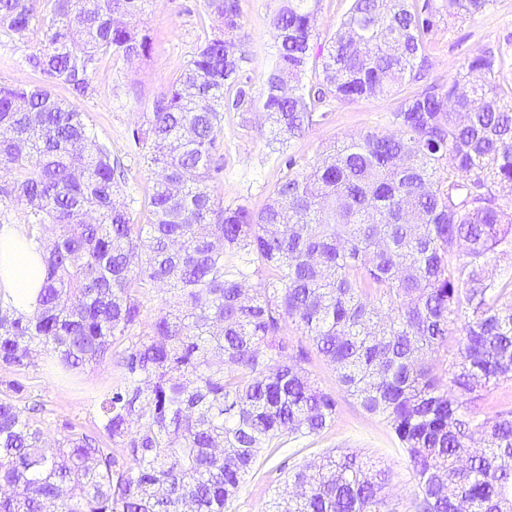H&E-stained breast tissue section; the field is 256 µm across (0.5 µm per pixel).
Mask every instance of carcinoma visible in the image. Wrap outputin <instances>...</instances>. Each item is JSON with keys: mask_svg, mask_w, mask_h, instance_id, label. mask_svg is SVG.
Here are the masks:
<instances>
[{"mask_svg": "<svg viewBox=\"0 0 512 512\" xmlns=\"http://www.w3.org/2000/svg\"><path fill=\"white\" fill-rule=\"evenodd\" d=\"M149 0H0V32L39 36L35 85L0 84V199L22 207L46 277L34 311L0 306V367L35 348L77 370L115 358L98 432L69 427L53 450L33 414L0 398V512H225L264 449L315 437L336 399L280 335L295 322L341 388L382 418L417 491L406 512H512V408L477 411L512 380V89L484 52L466 73L406 95L397 131L327 146L286 172L259 212L210 187L224 109H251L240 0H204L221 23L133 129L159 169L137 224L83 113L97 55L147 58ZM319 0H281L261 108L284 152L332 104L417 79L438 10L430 0H351L314 47ZM493 0H444L450 16ZM323 79L304 83L313 59ZM236 88L233 99L224 89ZM262 273L251 296L245 283ZM176 291L147 330L143 297ZM457 328V353L448 334ZM111 442L107 446L101 437ZM387 471L356 452L297 467L301 494L267 512H400Z\"/></svg>", "mask_w": 512, "mask_h": 512, "instance_id": "obj_1", "label": "carcinoma"}]
</instances>
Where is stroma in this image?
<instances>
[{"label":"stroma","instance_id":"35a3bbf8","mask_svg":"<svg viewBox=\"0 0 512 512\" xmlns=\"http://www.w3.org/2000/svg\"><path fill=\"white\" fill-rule=\"evenodd\" d=\"M278 6L279 0H241L246 69L255 97L261 93L274 52L270 18ZM214 25L203 0H151L143 18L153 42L150 58L127 62L100 56L91 73L93 94L75 101L98 140L120 160L125 171L120 200L127 204L135 221L145 219L155 176L143 150L132 143L131 131L143 122L145 112L151 111L154 99L185 69L203 33ZM33 49L32 37L0 35V83L24 85L37 81V73L25 62ZM489 49L512 63V0H493L489 9L473 16L438 14L430 34L424 78L406 85V92H417L424 85L456 76L464 71L469 58ZM399 101V96L393 95L334 106L326 119L293 141L282 154L268 145L260 104H253L246 113L225 111L224 170L211 184L214 195L227 207L262 209L282 175L285 158H292L302 169L314 162L326 143L370 131L392 133V114ZM305 367L312 379L335 397L334 424L317 437L268 449L258 469L243 483L229 512H264L269 501L284 495L289 471L328 454L352 451L388 470L385 494L390 503L406 508L416 480L390 427L364 411L341 389L335 371L322 357L310 355ZM119 377L112 361L67 372L57 366L52 354L41 351L33 355L25 369L0 368V392H6L9 381L22 384V392L15 396L17 403L42 404L41 426L52 442L72 426L93 430L100 403L111 394Z\"/></svg>","mask_w":512,"mask_h":512}]
</instances>
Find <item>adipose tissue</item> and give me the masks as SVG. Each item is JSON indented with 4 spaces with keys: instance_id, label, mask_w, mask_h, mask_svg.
Masks as SVG:
<instances>
[{
    "instance_id": "ef3b65f1",
    "label": "adipose tissue",
    "mask_w": 512,
    "mask_h": 512,
    "mask_svg": "<svg viewBox=\"0 0 512 512\" xmlns=\"http://www.w3.org/2000/svg\"><path fill=\"white\" fill-rule=\"evenodd\" d=\"M44 277L35 240L12 224L0 226V302L26 313L33 309Z\"/></svg>"
}]
</instances>
